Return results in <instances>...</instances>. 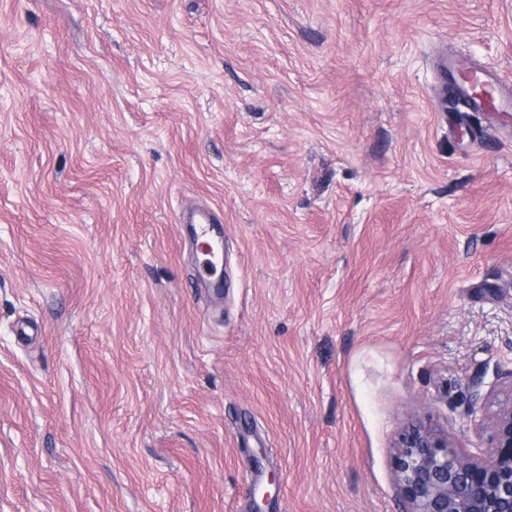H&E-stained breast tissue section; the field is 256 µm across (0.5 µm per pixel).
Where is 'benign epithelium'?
<instances>
[{"instance_id":"1","label":"benign epithelium","mask_w":512,"mask_h":512,"mask_svg":"<svg viewBox=\"0 0 512 512\" xmlns=\"http://www.w3.org/2000/svg\"><path fill=\"white\" fill-rule=\"evenodd\" d=\"M493 428L494 452L475 459L448 434L412 420L393 452L405 512H512V396L500 403Z\"/></svg>"}]
</instances>
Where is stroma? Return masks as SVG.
Wrapping results in <instances>:
<instances>
[{
  "label": "stroma",
  "instance_id": "1",
  "mask_svg": "<svg viewBox=\"0 0 512 512\" xmlns=\"http://www.w3.org/2000/svg\"><path fill=\"white\" fill-rule=\"evenodd\" d=\"M512 0H0V512H402L512 390ZM224 217V295L183 227ZM457 71L476 76L480 83L492 90V97L476 95L468 87L457 84L454 81ZM436 75L441 95L439 112H454L452 116L485 113L493 125L497 123L499 113L512 112V86L498 75L494 67L444 51L438 54Z\"/></svg>",
  "mask_w": 512,
  "mask_h": 512
}]
</instances>
